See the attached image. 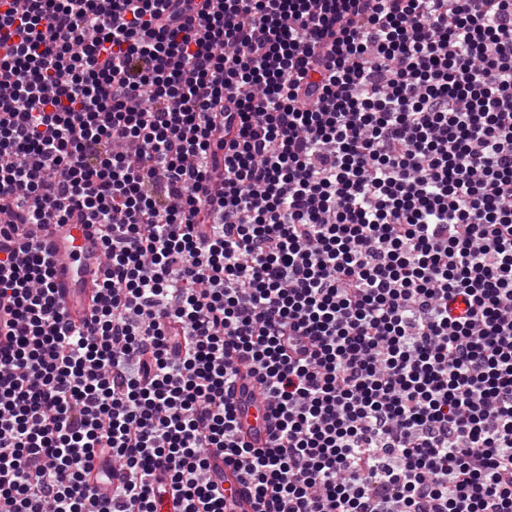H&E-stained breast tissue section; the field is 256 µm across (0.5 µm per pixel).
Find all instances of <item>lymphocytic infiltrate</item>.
Returning a JSON list of instances; mask_svg holds the SVG:
<instances>
[{
    "label": "lymphocytic infiltrate",
    "instance_id": "obj_1",
    "mask_svg": "<svg viewBox=\"0 0 512 512\" xmlns=\"http://www.w3.org/2000/svg\"><path fill=\"white\" fill-rule=\"evenodd\" d=\"M1 302L0 512H512V0H10ZM38 229V235L47 241L49 252L59 258L54 285L59 295L70 303L72 291L83 288L81 307L70 308L71 317L78 321L87 304L97 297V284L102 277L98 267L100 241L89 224H47ZM266 413L264 405L258 408L249 405L242 414L243 433L254 446H264L268 438ZM211 467L224 472V488L230 492L234 501L233 511L253 512L254 502L250 492L238 479L237 472L224 465V456H214L210 459Z\"/></svg>",
    "mask_w": 512,
    "mask_h": 512
}]
</instances>
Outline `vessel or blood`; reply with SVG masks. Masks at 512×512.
<instances>
[{
  "label": "vessel or blood",
  "instance_id": "b4317fda",
  "mask_svg": "<svg viewBox=\"0 0 512 512\" xmlns=\"http://www.w3.org/2000/svg\"><path fill=\"white\" fill-rule=\"evenodd\" d=\"M39 235L46 240L51 254L58 257L54 285L63 298H70L74 289H82V304L73 308L71 316L80 319L84 305L93 303L98 294L97 284L102 277L98 267L100 241L93 227L88 224L49 225ZM243 432L255 446H263L268 438L265 407H248L242 415ZM213 469L223 471L224 487L234 501V512H253L254 502L250 492L236 471L225 466L223 457L211 459Z\"/></svg>",
  "mask_w": 512,
  "mask_h": 512
}]
</instances>
